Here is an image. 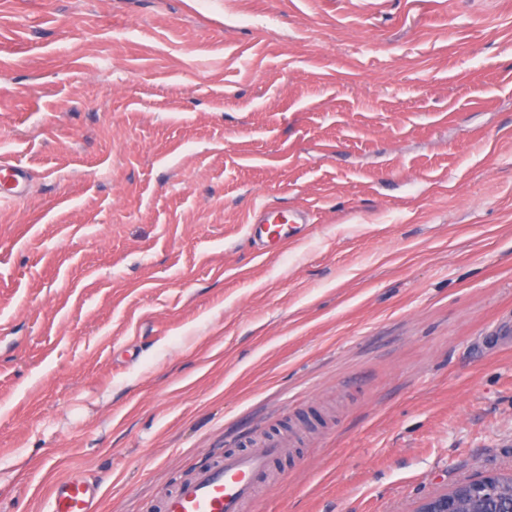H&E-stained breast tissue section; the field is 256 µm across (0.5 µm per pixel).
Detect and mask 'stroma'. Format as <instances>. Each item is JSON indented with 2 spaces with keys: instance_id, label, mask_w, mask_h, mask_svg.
<instances>
[{
  "instance_id": "1",
  "label": "stroma",
  "mask_w": 512,
  "mask_h": 512,
  "mask_svg": "<svg viewBox=\"0 0 512 512\" xmlns=\"http://www.w3.org/2000/svg\"><path fill=\"white\" fill-rule=\"evenodd\" d=\"M2 159L0 512L280 428L249 512L512 472V0H0ZM29 173L10 162L0 163L1 202L16 201L25 195ZM306 210H270L263 207L259 214L251 215L247 231L252 245L261 255L270 254L277 244L288 240L291 224H309Z\"/></svg>"
}]
</instances>
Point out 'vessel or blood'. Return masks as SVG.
Masks as SVG:
<instances>
[{"mask_svg": "<svg viewBox=\"0 0 512 512\" xmlns=\"http://www.w3.org/2000/svg\"><path fill=\"white\" fill-rule=\"evenodd\" d=\"M27 170L9 162L0 163V200L10 202L24 195ZM304 210L262 208L251 215L247 231L261 254L271 253L286 241L289 227L305 224ZM286 443L268 438L244 449L227 450L213 461L189 474L156 505L157 512H248L257 488L272 475V465ZM98 487L73 477L56 482L49 491V512H97Z\"/></svg>", "mask_w": 512, "mask_h": 512, "instance_id": "vessel-or-blood-1", "label": "vessel or blood"}]
</instances>
